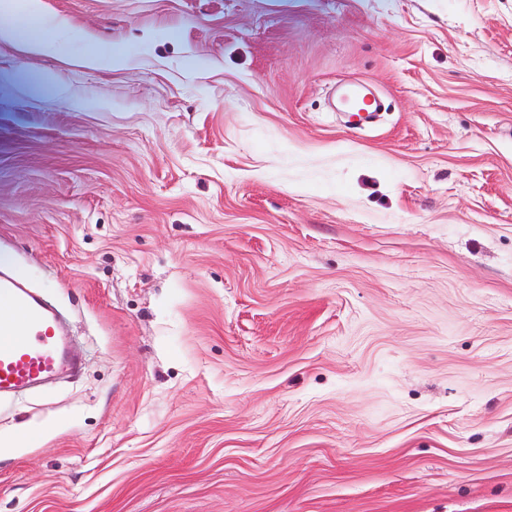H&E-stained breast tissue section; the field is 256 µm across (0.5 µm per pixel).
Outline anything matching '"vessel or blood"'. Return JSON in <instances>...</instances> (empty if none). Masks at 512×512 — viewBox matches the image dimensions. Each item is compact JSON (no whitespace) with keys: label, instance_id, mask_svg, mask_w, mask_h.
<instances>
[{"label":"vessel or blood","instance_id":"obj_1","mask_svg":"<svg viewBox=\"0 0 512 512\" xmlns=\"http://www.w3.org/2000/svg\"><path fill=\"white\" fill-rule=\"evenodd\" d=\"M0 397L57 374L67 361L54 313L16 278L0 275Z\"/></svg>","mask_w":512,"mask_h":512}]
</instances>
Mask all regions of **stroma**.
<instances>
[{
	"label": "stroma",
	"instance_id": "35a3bbf8",
	"mask_svg": "<svg viewBox=\"0 0 512 512\" xmlns=\"http://www.w3.org/2000/svg\"><path fill=\"white\" fill-rule=\"evenodd\" d=\"M43 5L0 257L79 368L0 397V512H512V0Z\"/></svg>",
	"mask_w": 512,
	"mask_h": 512
}]
</instances>
